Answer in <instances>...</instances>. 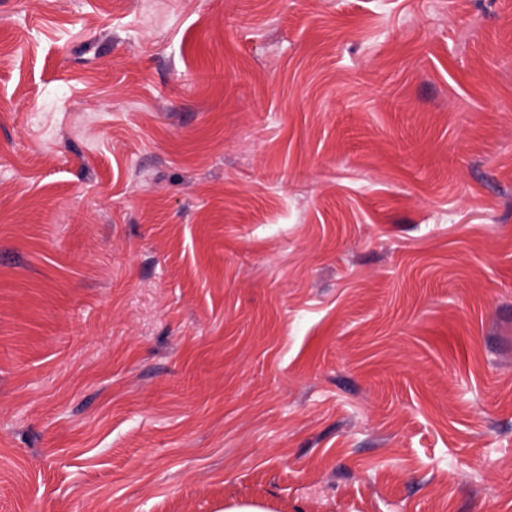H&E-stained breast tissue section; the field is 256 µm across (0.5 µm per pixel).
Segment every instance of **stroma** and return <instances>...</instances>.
Wrapping results in <instances>:
<instances>
[{
  "instance_id": "35a3bbf8",
  "label": "stroma",
  "mask_w": 512,
  "mask_h": 512,
  "mask_svg": "<svg viewBox=\"0 0 512 512\" xmlns=\"http://www.w3.org/2000/svg\"><path fill=\"white\" fill-rule=\"evenodd\" d=\"M512 512V0H0V512Z\"/></svg>"
}]
</instances>
